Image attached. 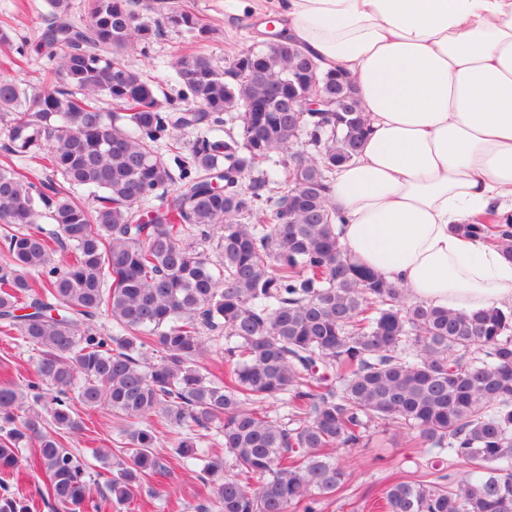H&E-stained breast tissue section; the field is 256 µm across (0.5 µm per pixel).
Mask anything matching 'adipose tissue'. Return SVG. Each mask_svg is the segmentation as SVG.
<instances>
[{
	"label": "adipose tissue",
	"instance_id": "ef3b65f1",
	"mask_svg": "<svg viewBox=\"0 0 512 512\" xmlns=\"http://www.w3.org/2000/svg\"><path fill=\"white\" fill-rule=\"evenodd\" d=\"M346 72L368 118L329 197L354 261L453 312L512 303L503 247L457 232L512 217V0H237Z\"/></svg>",
	"mask_w": 512,
	"mask_h": 512
}]
</instances>
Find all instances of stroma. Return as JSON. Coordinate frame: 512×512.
Returning <instances> with one entry per match:
<instances>
[{
  "label": "stroma",
  "instance_id": "obj_1",
  "mask_svg": "<svg viewBox=\"0 0 512 512\" xmlns=\"http://www.w3.org/2000/svg\"><path fill=\"white\" fill-rule=\"evenodd\" d=\"M186 4L210 25L212 33L206 43L216 58L228 59L252 46L255 39L252 17L232 13L233 0H185ZM49 9L46 0H0V21L10 25L13 41L0 44V74L17 78L28 85L40 84L42 49L38 37L46 27ZM186 40L172 29H165L154 42L150 58L129 53L126 65L142 71L158 93L175 94L177 87L169 67L171 59L183 53ZM38 356L11 336L0 335V382L24 386L33 376ZM86 424L83 436L71 439L85 461H92L96 448L124 447L128 419L97 408H80ZM347 478L343 489L325 499L322 512H370L371 504L382 489L394 479L413 480L432 472L433 458L423 448L408 442L395 427L379 426L370 447L349 452ZM210 488L195 474L173 468L156 484L153 491H141L129 504L113 507L112 512H197L206 503Z\"/></svg>",
  "mask_w": 512,
  "mask_h": 512
}]
</instances>
